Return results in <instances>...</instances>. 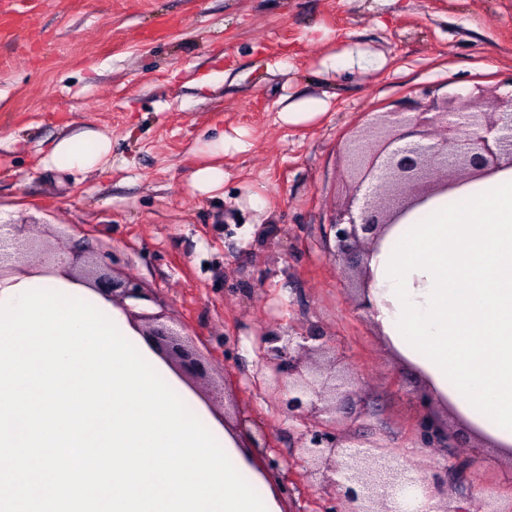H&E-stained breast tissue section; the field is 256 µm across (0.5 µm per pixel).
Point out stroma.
I'll use <instances>...</instances> for the list:
<instances>
[{"instance_id":"1","label":"stroma","mask_w":512,"mask_h":512,"mask_svg":"<svg viewBox=\"0 0 512 512\" xmlns=\"http://www.w3.org/2000/svg\"><path fill=\"white\" fill-rule=\"evenodd\" d=\"M31 19L0 41V221L90 247L149 288V313L180 331L210 376L271 437L287 512L331 497L294 458L295 426L269 401L255 338L269 327L328 336L363 374L352 428L427 463L410 388L423 377L357 310L329 258V219L349 195L343 143L369 113L494 101L512 85V0H10ZM287 112L308 113L289 123ZM86 129L111 150L98 169L46 163ZM223 141V152L212 144ZM224 173L214 190L194 173ZM453 494L512 501V459L476 444Z\"/></svg>"}]
</instances>
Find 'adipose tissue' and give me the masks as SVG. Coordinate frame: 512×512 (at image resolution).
<instances>
[{
    "label": "adipose tissue",
    "mask_w": 512,
    "mask_h": 512,
    "mask_svg": "<svg viewBox=\"0 0 512 512\" xmlns=\"http://www.w3.org/2000/svg\"><path fill=\"white\" fill-rule=\"evenodd\" d=\"M108 138L85 130L60 140L53 163L98 168ZM372 318L392 348L424 375L431 390L475 434L512 453V167L449 188L390 225L368 258ZM59 284L112 303L83 279L60 270H29L0 282V301L20 285ZM213 434L261 488L271 512L282 498L261 459L231 426L217 422L192 390L166 372Z\"/></svg>",
    "instance_id": "obj_1"
}]
</instances>
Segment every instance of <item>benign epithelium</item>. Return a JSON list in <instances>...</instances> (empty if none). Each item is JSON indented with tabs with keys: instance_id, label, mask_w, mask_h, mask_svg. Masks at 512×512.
Segmentation results:
<instances>
[{
	"instance_id": "7a95c632",
	"label": "benign epithelium",
	"mask_w": 512,
	"mask_h": 512,
	"mask_svg": "<svg viewBox=\"0 0 512 512\" xmlns=\"http://www.w3.org/2000/svg\"><path fill=\"white\" fill-rule=\"evenodd\" d=\"M460 99L448 97L439 112H378L345 144L352 183L348 201L330 221L334 245L329 256L356 282L359 310L370 311L367 257L387 226L450 186L512 166V94L490 106L472 95L459 105ZM29 228L0 224V280L25 271L30 262L46 275L65 265L89 280L131 323H142L141 335L156 339L160 357L180 375L194 382L204 379L198 359L160 316L127 304L153 300L148 291L101 269L78 247L37 245L27 236ZM259 350L271 396L298 427L297 462L321 488L334 491V505L326 512H422L410 503L421 494L444 493L448 478L471 466L470 446L431 413L417 422L421 447L437 457L430 473L373 441L349 439L343 426L364 416L358 409L364 382L337 369L330 338L291 329L283 336H259ZM437 512H512V504L500 507L494 494L479 487L465 499L445 498Z\"/></svg>"
}]
</instances>
